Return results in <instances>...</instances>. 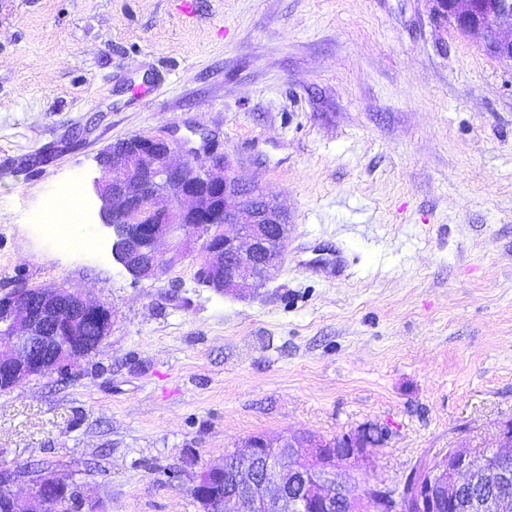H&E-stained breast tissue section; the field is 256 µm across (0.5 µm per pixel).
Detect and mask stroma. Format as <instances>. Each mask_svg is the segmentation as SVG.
<instances>
[{
	"label": "stroma",
	"instance_id": "35a3bbf8",
	"mask_svg": "<svg viewBox=\"0 0 512 512\" xmlns=\"http://www.w3.org/2000/svg\"><path fill=\"white\" fill-rule=\"evenodd\" d=\"M136 134L209 141L287 210L254 295L196 251L113 259L97 158ZM71 188L64 250L39 217ZM61 284L112 331L0 391V469L198 512L193 475L249 436L369 431L353 494L403 488L512 419V64L428 0H0V296Z\"/></svg>",
	"mask_w": 512,
	"mask_h": 512
}]
</instances>
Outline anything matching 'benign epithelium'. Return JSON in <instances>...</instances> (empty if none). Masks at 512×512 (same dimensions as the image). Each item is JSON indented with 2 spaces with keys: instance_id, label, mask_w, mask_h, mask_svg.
<instances>
[{
  "instance_id": "obj_1",
  "label": "benign epithelium",
  "mask_w": 512,
  "mask_h": 512,
  "mask_svg": "<svg viewBox=\"0 0 512 512\" xmlns=\"http://www.w3.org/2000/svg\"><path fill=\"white\" fill-rule=\"evenodd\" d=\"M432 16L445 14L459 32L483 36L489 53L512 62V0H429ZM99 215L112 229V256L135 278L156 274L166 255L199 246L198 281L218 293L260 287L278 270L288 241L284 211L244 179L225 155L186 147L162 135L142 137L112 156L96 181ZM97 325L88 342L85 325ZM112 331L103 302L67 287L18 289L0 297V391L32 376L68 370L96 351ZM362 436L324 438L290 434L246 439L220 464L193 479L200 512H336L353 504L334 448L365 447ZM512 458V420L501 423L487 448H450L425 467L401 494V512H438L447 497L477 483L495 485L507 472L493 458ZM8 488L0 512H94L71 479L55 472H0ZM471 512H512V501L457 499Z\"/></svg>"
}]
</instances>
